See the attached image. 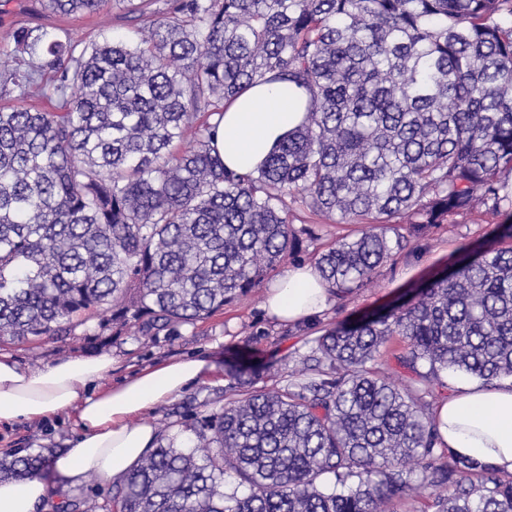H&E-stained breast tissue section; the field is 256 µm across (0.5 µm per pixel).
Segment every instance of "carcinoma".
Wrapping results in <instances>:
<instances>
[{
    "instance_id": "obj_1",
    "label": "carcinoma",
    "mask_w": 512,
    "mask_h": 512,
    "mask_svg": "<svg viewBox=\"0 0 512 512\" xmlns=\"http://www.w3.org/2000/svg\"><path fill=\"white\" fill-rule=\"evenodd\" d=\"M116 2L135 43L19 27L0 54V78L21 96L46 90L52 70L57 108L0 106L1 343L73 336L94 317L87 348L130 330L171 336L298 252L313 236L294 228L307 212L362 227L315 257L337 294L405 249L387 236L395 224L481 205L512 234V0ZM107 4L43 0L63 16ZM263 83L303 90L305 116L238 173L213 146L212 120ZM394 335L417 375L403 387L368 366ZM224 365L237 380L264 370L247 350ZM303 365L297 383L226 389L220 408L167 422L84 512H393L417 484L446 490L434 512H512V475L447 454L423 402L448 369L512 377L511 247L326 330ZM48 469L42 451L0 459V478Z\"/></svg>"
}]
</instances>
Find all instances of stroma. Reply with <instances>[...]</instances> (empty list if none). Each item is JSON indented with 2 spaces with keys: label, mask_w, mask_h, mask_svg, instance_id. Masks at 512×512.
<instances>
[{
  "label": "stroma",
  "mask_w": 512,
  "mask_h": 512,
  "mask_svg": "<svg viewBox=\"0 0 512 512\" xmlns=\"http://www.w3.org/2000/svg\"><path fill=\"white\" fill-rule=\"evenodd\" d=\"M44 26L68 32L77 40L91 41L105 34L115 38L133 33L121 9L108 5L99 17H60L45 11L41 0H9L7 13L0 19V52L12 49L11 33L20 27ZM316 236L304 240L294 265L310 264L314 254L326 250L337 238L356 235L357 225L313 220ZM400 234L409 237L406 249L381 267L374 281L342 297H333L328 310L309 323L283 324L263 308L266 288L225 306L214 317L180 328L178 335L148 341L134 333L116 337L106 344L112 354V371L107 383L114 384L163 361L194 351H214L226 358L235 349H247L265 370L258 379L242 384L245 392L271 391L287 384L301 369V360L328 328L351 324L378 312L422 283L453 267L477 250L502 245V230L497 217L490 214L452 216L447 222L422 229L398 225ZM83 336H65L31 344H0V353L11 355L23 368L38 371L58 359L82 354ZM231 383L224 368L190 386L181 396L159 407L146 417L154 427H162L170 414L190 402L216 409L224 403V390ZM79 434L73 419L65 414L44 421H16L0 425V457L39 448L65 449Z\"/></svg>",
  "instance_id": "stroma-1"
}]
</instances>
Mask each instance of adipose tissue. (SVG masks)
<instances>
[{"label":"adipose tissue","instance_id":"obj_1","mask_svg":"<svg viewBox=\"0 0 512 512\" xmlns=\"http://www.w3.org/2000/svg\"><path fill=\"white\" fill-rule=\"evenodd\" d=\"M304 118L301 91L285 83L249 88L229 102L214 145L228 168L255 169ZM331 293L310 266L288 269L267 291L265 309L300 323L323 313ZM111 354L70 356L33 373L0 354V423L41 421L67 414L81 433L51 464L63 487L88 474L118 481L150 451L155 430L145 416L215 372L214 358L199 354L166 361L100 390ZM442 443L457 458L512 474V383L462 385L434 411ZM51 489L41 478L0 482V512H35Z\"/></svg>","mask_w":512,"mask_h":512}]
</instances>
